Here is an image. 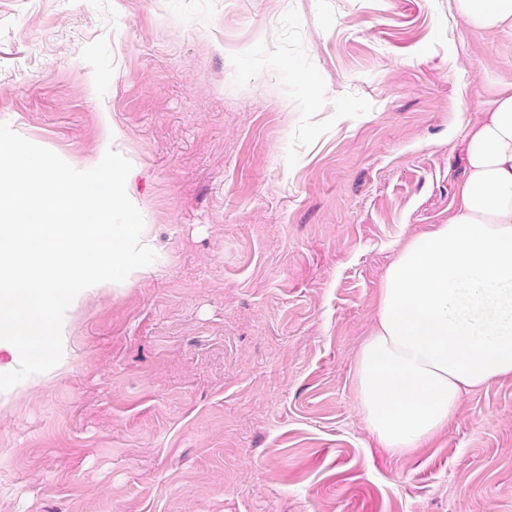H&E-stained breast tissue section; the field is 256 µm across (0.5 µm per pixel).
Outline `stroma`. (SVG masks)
<instances>
[{
	"label": "stroma",
	"mask_w": 512,
	"mask_h": 512,
	"mask_svg": "<svg viewBox=\"0 0 512 512\" xmlns=\"http://www.w3.org/2000/svg\"><path fill=\"white\" fill-rule=\"evenodd\" d=\"M503 83L454 0H0V123L130 160L156 254L0 392V512H512V377L407 454L354 386Z\"/></svg>",
	"instance_id": "stroma-1"
}]
</instances>
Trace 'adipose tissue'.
Segmentation results:
<instances>
[{
  "label": "adipose tissue",
  "instance_id": "adipose-tissue-1",
  "mask_svg": "<svg viewBox=\"0 0 512 512\" xmlns=\"http://www.w3.org/2000/svg\"><path fill=\"white\" fill-rule=\"evenodd\" d=\"M468 28H512V0H456ZM444 223L401 243L355 364L359 409L395 453L427 443L464 394L512 375V86L465 133Z\"/></svg>",
  "mask_w": 512,
  "mask_h": 512
}]
</instances>
